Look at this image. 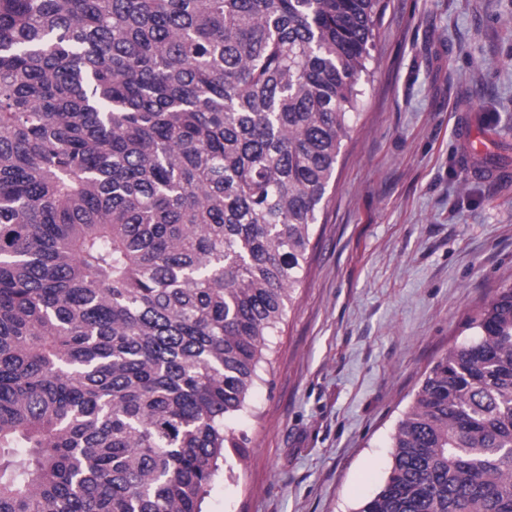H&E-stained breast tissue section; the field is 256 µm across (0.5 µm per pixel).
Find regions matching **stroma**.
<instances>
[{"mask_svg":"<svg viewBox=\"0 0 512 512\" xmlns=\"http://www.w3.org/2000/svg\"><path fill=\"white\" fill-rule=\"evenodd\" d=\"M249 440L203 512H355L466 322L512 286V0H385Z\"/></svg>","mask_w":512,"mask_h":512,"instance_id":"1","label":"stroma"}]
</instances>
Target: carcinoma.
Segmentation results:
<instances>
[{"instance_id":"carcinoma-1","label":"carcinoma","mask_w":512,"mask_h":512,"mask_svg":"<svg viewBox=\"0 0 512 512\" xmlns=\"http://www.w3.org/2000/svg\"><path fill=\"white\" fill-rule=\"evenodd\" d=\"M382 0H0V512H203L362 102ZM355 512H512V288Z\"/></svg>"}]
</instances>
